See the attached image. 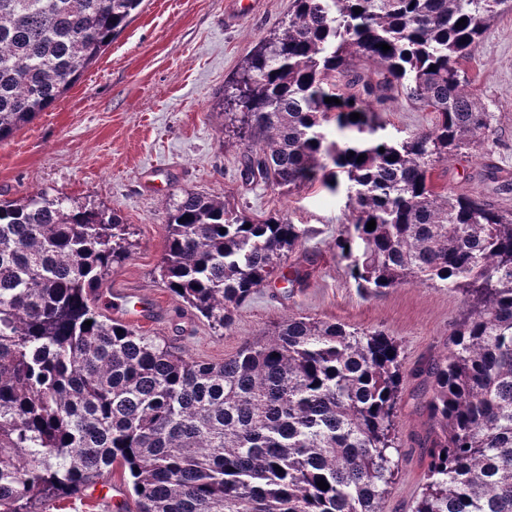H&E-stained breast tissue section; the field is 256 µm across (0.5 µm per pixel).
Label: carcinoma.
Listing matches in <instances>:
<instances>
[{"instance_id":"obj_1","label":"carcinoma","mask_w":512,"mask_h":512,"mask_svg":"<svg viewBox=\"0 0 512 512\" xmlns=\"http://www.w3.org/2000/svg\"><path fill=\"white\" fill-rule=\"evenodd\" d=\"M142 2L0 0V141L53 106ZM507 10L512 0H291L224 94L247 179L289 192L348 183L351 224L333 247L357 287L416 280L463 296L447 353L419 370L434 433L412 512H512V212L429 180L491 131L461 64ZM355 58L382 80L363 79ZM398 86L436 121L377 137V106ZM333 122L357 136L327 141ZM306 234L285 214L187 193L168 209L159 275L227 330L255 289L303 279L287 260ZM131 247L95 207L43 191L0 200V512H36L114 466L138 512H383L398 342L299 315L222 363L190 359L96 306Z\"/></svg>"}]
</instances>
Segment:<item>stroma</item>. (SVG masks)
Returning a JSON list of instances; mask_svg holds the SVG:
<instances>
[{
	"label": "stroma",
	"instance_id": "obj_1",
	"mask_svg": "<svg viewBox=\"0 0 512 512\" xmlns=\"http://www.w3.org/2000/svg\"><path fill=\"white\" fill-rule=\"evenodd\" d=\"M228 0H143L111 44L54 107L0 142V199L44 190L89 202L128 224L130 257L112 268L99 306L119 298L147 309L143 333L198 361L220 363L290 316H309L355 328H377L402 345L406 377L400 402L399 448L385 512H411L425 482L422 444L433 422L425 409L429 381L421 366L441 355L464 308L452 289L408 282L381 293L356 287L333 248L348 223L345 186L315 182L292 192L243 182L245 150L224 129V89L256 43L278 29L290 0H256L254 11L225 25ZM463 68L474 95L491 114L492 131L432 170L440 191L478 198L512 212V11L502 13ZM384 135L402 138L431 127L435 115L391 91L380 108ZM226 196L249 214L287 215L307 234L289 264H308L301 288L267 285L218 330L194 316L165 288L167 208L184 193Z\"/></svg>",
	"mask_w": 512,
	"mask_h": 512
}]
</instances>
